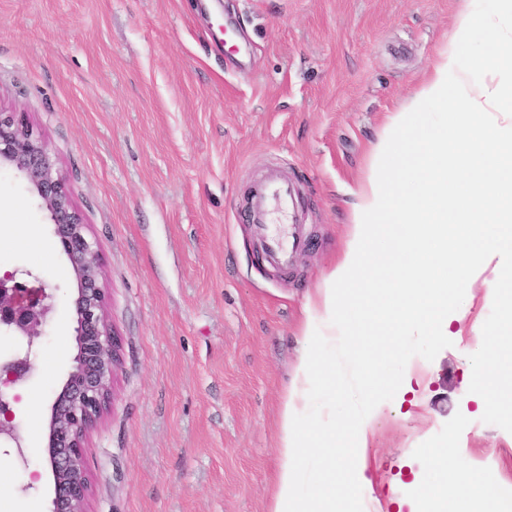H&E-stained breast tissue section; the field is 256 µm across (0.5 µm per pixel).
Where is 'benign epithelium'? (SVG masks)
<instances>
[{"instance_id":"7a95c632","label":"benign epithelium","mask_w":512,"mask_h":512,"mask_svg":"<svg viewBox=\"0 0 512 512\" xmlns=\"http://www.w3.org/2000/svg\"><path fill=\"white\" fill-rule=\"evenodd\" d=\"M11 171L44 209L74 275L73 299L76 353L68 376L56 394L46 424V455L54 496L51 512H88L91 485L84 448L90 432L107 410L118 362V345L108 318V300L101 286L102 264L97 245L73 205L59 174L57 158L17 112L0 111V171ZM53 311L47 288H31L14 272L0 275V327L20 336L23 357L0 364L7 383L23 379L33 363L41 327ZM10 404L0 394V439L21 447Z\"/></svg>"}]
</instances>
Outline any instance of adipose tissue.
<instances>
[{
    "instance_id": "1",
    "label": "adipose tissue",
    "mask_w": 512,
    "mask_h": 512,
    "mask_svg": "<svg viewBox=\"0 0 512 512\" xmlns=\"http://www.w3.org/2000/svg\"><path fill=\"white\" fill-rule=\"evenodd\" d=\"M479 28L485 62L472 66L463 52ZM429 109L444 119L427 129L420 117ZM352 196L344 254L306 305V347L280 410L269 512H352L354 490L368 481L363 450L375 396L394 385L375 372L376 347L438 336L462 320L466 303L455 284L493 259L486 226L512 240V21L460 12L411 105L388 116ZM359 287L365 295L356 304ZM317 344L340 345L353 359L348 371L314 352ZM502 362L496 337L477 332L466 398L511 413L512 395L498 389ZM347 375L359 379L360 394L341 426L332 412L314 409L312 395ZM472 495L484 499V512H512V497L490 473L460 476L448 512Z\"/></svg>"
}]
</instances>
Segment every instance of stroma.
Listing matches in <instances>:
<instances>
[{"instance_id": "1", "label": "stroma", "mask_w": 512, "mask_h": 512, "mask_svg": "<svg viewBox=\"0 0 512 512\" xmlns=\"http://www.w3.org/2000/svg\"><path fill=\"white\" fill-rule=\"evenodd\" d=\"M463 0H0V110L56 155L97 243L118 338L112 403L84 450L90 512H268L283 398L305 304L340 259L350 191L390 112L407 104ZM236 41L225 45L224 32ZM288 172L310 237L288 272L258 263L245 191ZM54 294L34 368L9 386L24 459L0 450V512H49L43 432L76 352L70 265L46 212L0 174V274ZM492 267L461 283L465 320L396 337L378 371L359 512H442L419 489L444 471L500 475L512 414L476 411L475 328L512 319ZM448 451L446 468L427 449Z\"/></svg>"}]
</instances>
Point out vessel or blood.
Segmentation results:
<instances>
[{"mask_svg": "<svg viewBox=\"0 0 512 512\" xmlns=\"http://www.w3.org/2000/svg\"><path fill=\"white\" fill-rule=\"evenodd\" d=\"M249 218L260 235L265 260L289 268L295 255L309 244L305 231L295 222L294 186L287 176L270 172L253 183Z\"/></svg>", "mask_w": 512, "mask_h": 512, "instance_id": "b4317fda", "label": "vessel or blood"}]
</instances>
